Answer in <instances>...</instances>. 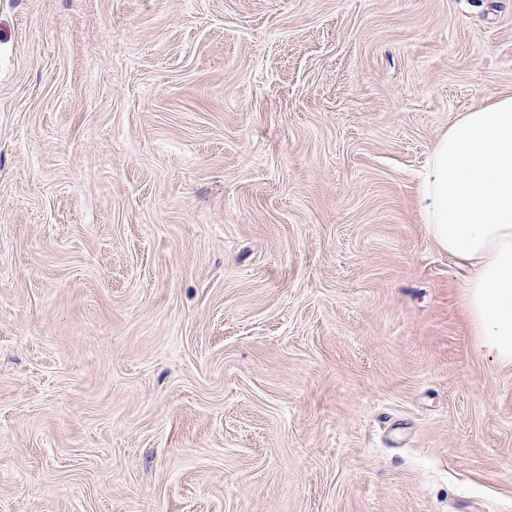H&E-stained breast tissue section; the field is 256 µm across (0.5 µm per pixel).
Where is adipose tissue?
<instances>
[{"label": "adipose tissue", "mask_w": 512, "mask_h": 512, "mask_svg": "<svg viewBox=\"0 0 512 512\" xmlns=\"http://www.w3.org/2000/svg\"><path fill=\"white\" fill-rule=\"evenodd\" d=\"M418 197L429 239L470 268L477 350L512 365V94L461 113L437 138Z\"/></svg>", "instance_id": "ef3b65f1"}]
</instances>
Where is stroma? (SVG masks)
I'll list each match as a JSON object with an SVG mask.
<instances>
[{
	"mask_svg": "<svg viewBox=\"0 0 512 512\" xmlns=\"http://www.w3.org/2000/svg\"><path fill=\"white\" fill-rule=\"evenodd\" d=\"M512 0H0V512H512V367L418 174Z\"/></svg>",
	"mask_w": 512,
	"mask_h": 512,
	"instance_id": "1",
	"label": "stroma"
}]
</instances>
